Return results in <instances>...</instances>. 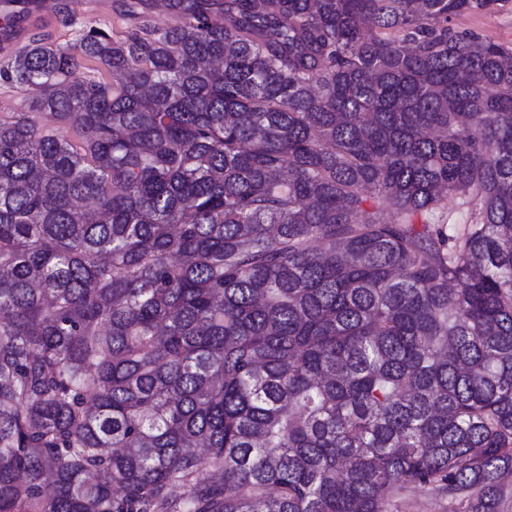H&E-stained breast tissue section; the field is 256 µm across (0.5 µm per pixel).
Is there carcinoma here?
I'll list each match as a JSON object with an SVG mask.
<instances>
[{"label": "carcinoma", "mask_w": 512, "mask_h": 512, "mask_svg": "<svg viewBox=\"0 0 512 512\" xmlns=\"http://www.w3.org/2000/svg\"><path fill=\"white\" fill-rule=\"evenodd\" d=\"M507 2L114 0L14 50L0 512H499L512 46L453 19ZM454 506L448 496H442L430 487L406 489L391 502L392 512H450Z\"/></svg>", "instance_id": "carcinoma-1"}]
</instances>
